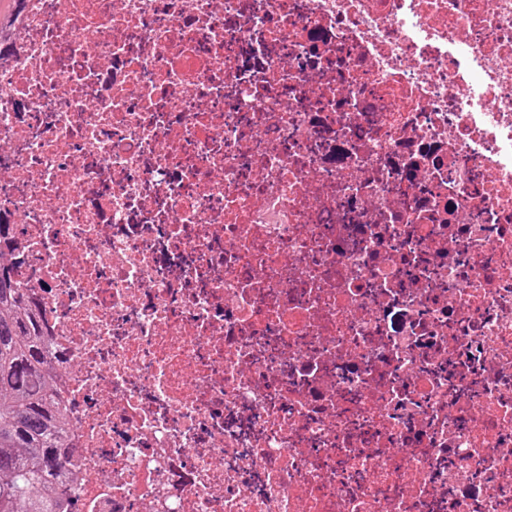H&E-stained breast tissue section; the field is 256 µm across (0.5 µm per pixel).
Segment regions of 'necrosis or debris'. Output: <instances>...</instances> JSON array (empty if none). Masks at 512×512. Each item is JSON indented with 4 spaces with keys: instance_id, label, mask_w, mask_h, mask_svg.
Segmentation results:
<instances>
[{
    "instance_id": "1",
    "label": "necrosis or debris",
    "mask_w": 512,
    "mask_h": 512,
    "mask_svg": "<svg viewBox=\"0 0 512 512\" xmlns=\"http://www.w3.org/2000/svg\"><path fill=\"white\" fill-rule=\"evenodd\" d=\"M0 218L67 512H512V0H22Z\"/></svg>"
}]
</instances>
